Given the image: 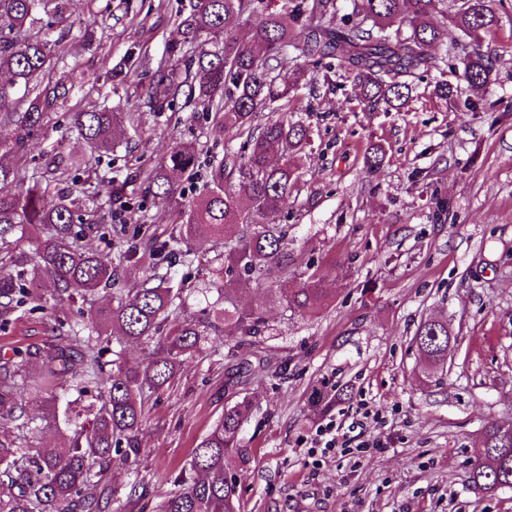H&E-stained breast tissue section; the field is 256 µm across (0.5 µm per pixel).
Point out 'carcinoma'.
I'll list each match as a JSON object with an SVG mask.
<instances>
[{"label":"carcinoma","instance_id":"1","mask_svg":"<svg viewBox=\"0 0 512 512\" xmlns=\"http://www.w3.org/2000/svg\"><path fill=\"white\" fill-rule=\"evenodd\" d=\"M443 0H350L351 12L336 25L338 0H193L183 18L184 42L168 52L197 66L199 83L183 72L160 75L150 98L183 95L198 98L219 115L224 128L249 129L248 151L224 153L210 171L205 195L190 202L179 239L207 235L224 242L219 266L201 292L216 289L212 317L183 318L182 289L166 275L151 273L136 288H125L116 268L82 244L106 224L77 225L83 201L61 192L51 203V184L33 182L19 188L11 158L28 142L68 96L63 81L43 84L61 52L56 27L67 20L70 0H0V103L16 111L0 115V322L27 303L41 307L38 293L48 280L60 300H82L101 290L112 291V306L87 311V322L56 338L45 354L40 375L26 374L29 352L0 364V512H105L122 497L136 495L146 482L140 470L127 483L101 485L113 456L139 466L143 420L152 395L169 389L184 359L198 353L202 341L224 326L225 341L242 345L265 330L263 316L235 304L241 287L264 273L281 274V292L293 312L312 314L330 302L321 286L322 273L297 280L302 257L289 247L285 227L275 217L298 191L294 156L310 143L309 126L284 115L264 124L258 113L313 82L311 68L328 59L353 75L361 103L399 109L408 98L407 79L437 67L429 54L440 29L429 21ZM495 0H461L451 22L470 39L454 47L462 65L460 77L475 90L489 82L493 62L480 50L481 35L498 26ZM267 9L265 23L252 41L239 37L245 15ZM210 47L194 46L202 36ZM293 50L301 63L286 76L277 73L281 57ZM131 115L84 109L71 113V127L96 153L110 154L122 119ZM198 156L190 145H176L152 176L155 197L175 194L173 178H196ZM32 240L27 252L21 243ZM448 323L429 319L418 326L414 343L425 359V371L436 373L448 360ZM154 345L153 357L138 366L123 361L129 345ZM112 353V359H103ZM32 399L50 402L41 425L66 433L58 447H33L27 432L37 419L27 413ZM249 411L242 399L224 415L191 453L189 466L173 479L174 489L157 505L158 512H241L237 476L224 461L235 454L247 463L252 449L240 444ZM503 426L484 433V455L474 465L470 482L492 492L512 488V440Z\"/></svg>","mask_w":512,"mask_h":512}]
</instances>
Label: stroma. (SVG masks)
Segmentation results:
<instances>
[{"mask_svg": "<svg viewBox=\"0 0 512 512\" xmlns=\"http://www.w3.org/2000/svg\"><path fill=\"white\" fill-rule=\"evenodd\" d=\"M189 6L71 0L50 73L71 90L20 161L27 176L87 202L101 180L125 182L124 198L100 208L112 216V234L84 245L118 262L128 288L153 267L189 289L207 276L217 242L192 239L193 261L183 264L170 254L171 236L183 201L198 197L225 150H241L247 139L184 98L149 105L173 65L168 45L183 39L177 12ZM458 8L445 0L435 17L437 66L412 79L404 108L363 111L352 77L340 70L326 85L321 66L289 101V119L308 124L312 141L295 160L300 191L276 221L325 273L334 299L311 316L291 312L274 272L264 287L239 293L240 307L262 313L265 332L237 348L210 336L182 363L173 388L151 399L140 465L149 485L125 512H152L225 406L244 398L251 409L241 438L251 461L244 468L237 457L225 460L241 475L244 512H512V490L485 493L469 482L485 428L512 424V0H498L500 25L482 38L495 62L489 84L477 92L459 86L460 98L477 101L474 112L435 92L456 79L452 52L463 34L447 17ZM134 46L141 62L112 76ZM94 105L136 117L118 131L109 158L91 157L70 128L71 113ZM55 144L87 157L79 176L50 166ZM176 144L195 146L199 175L159 202L150 177ZM376 145L386 155L374 174L366 157ZM77 318L66 301L26 312L0 328V359L30 350L26 369L37 374ZM430 318L447 322L452 342L446 370L427 377L413 337ZM332 421L346 445L324 455L315 429Z\"/></svg>", "mask_w": 512, "mask_h": 512, "instance_id": "stroma-1", "label": "stroma"}]
</instances>
